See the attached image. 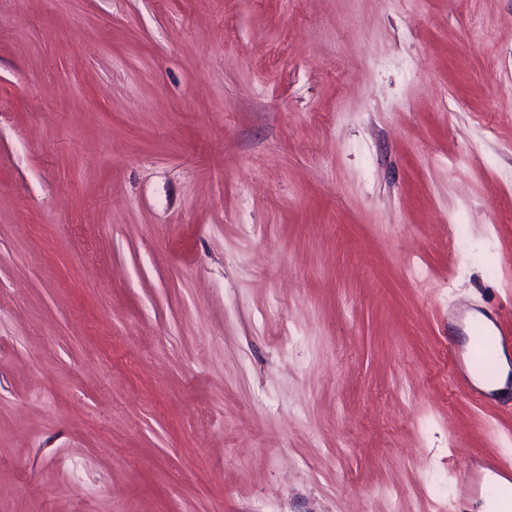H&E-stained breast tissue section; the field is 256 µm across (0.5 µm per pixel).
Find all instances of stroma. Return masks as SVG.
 I'll list each match as a JSON object with an SVG mask.
<instances>
[{"instance_id":"35a3bbf8","label":"stroma","mask_w":512,"mask_h":512,"mask_svg":"<svg viewBox=\"0 0 512 512\" xmlns=\"http://www.w3.org/2000/svg\"><path fill=\"white\" fill-rule=\"evenodd\" d=\"M475 312L512 0H0V512H479Z\"/></svg>"}]
</instances>
